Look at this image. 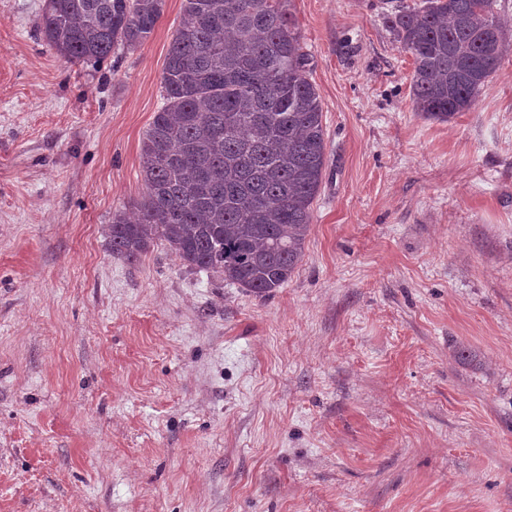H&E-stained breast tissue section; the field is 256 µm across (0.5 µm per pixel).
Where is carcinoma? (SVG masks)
Here are the masks:
<instances>
[{"label": "carcinoma", "instance_id": "carcinoma-1", "mask_svg": "<svg viewBox=\"0 0 512 512\" xmlns=\"http://www.w3.org/2000/svg\"><path fill=\"white\" fill-rule=\"evenodd\" d=\"M291 0H184L146 131L145 194L106 236L137 261L163 242L183 265L265 296L302 261L325 165L323 112ZM164 0H46L38 25L69 63H99L152 34ZM411 53L416 111L445 122L499 70L512 28L494 0H425L388 16Z\"/></svg>", "mask_w": 512, "mask_h": 512}]
</instances>
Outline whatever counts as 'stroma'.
Returning <instances> with one entry per match:
<instances>
[{
  "label": "stroma",
  "mask_w": 512,
  "mask_h": 512,
  "mask_svg": "<svg viewBox=\"0 0 512 512\" xmlns=\"http://www.w3.org/2000/svg\"><path fill=\"white\" fill-rule=\"evenodd\" d=\"M415 2L291 0L326 162L258 296L104 234L183 0L96 65L0 0V512H512V48L427 120L387 22Z\"/></svg>",
  "instance_id": "stroma-1"
}]
</instances>
